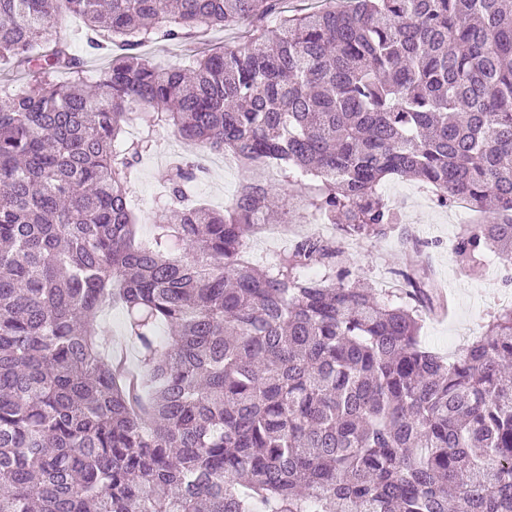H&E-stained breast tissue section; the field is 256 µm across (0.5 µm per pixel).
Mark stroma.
Here are the masks:
<instances>
[{
  "mask_svg": "<svg viewBox=\"0 0 512 512\" xmlns=\"http://www.w3.org/2000/svg\"><path fill=\"white\" fill-rule=\"evenodd\" d=\"M66 38L73 55L80 59L88 80H95L99 70L112 58L110 50L89 46L82 18L69 17ZM184 155L206 158L207 172L196 182L189 204L202 203L223 208L231 199L246 173L237 164L225 163L223 157L205 156L202 147L177 141L169 132H161L151 154L139 167V178L132 206L141 224L143 237H150L159 220L155 200L162 191L173 158ZM381 191L402 213V222L387 236L372 242L345 241V260L361 284L378 288L394 285L395 271L404 269L406 243L415 241L421 256L454 299L452 313L443 319L423 323V345L444 356L458 353L478 336L490 313L512 302V288L503 287L497 276V259L488 255L484 269L475 275L464 274L451 250L459 230L452 208L438 205L436 197L416 182L390 179Z\"/></svg>",
  "mask_w": 512,
  "mask_h": 512,
  "instance_id": "obj_1",
  "label": "stroma"
}]
</instances>
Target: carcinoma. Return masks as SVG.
Returning <instances> with one entry per match:
<instances>
[{"label":"carcinoma","mask_w":512,"mask_h":512,"mask_svg":"<svg viewBox=\"0 0 512 512\" xmlns=\"http://www.w3.org/2000/svg\"><path fill=\"white\" fill-rule=\"evenodd\" d=\"M0 0V512H512V305L453 357L423 318L359 288L338 237L386 236L392 178L486 215L452 250L512 285V0ZM121 53L90 83L65 17ZM249 25L182 68L155 41ZM70 78L55 81L54 71ZM139 136L129 141L126 129ZM247 172L216 210L172 168L151 240L131 205L157 132ZM287 184L339 236L246 255ZM128 316L127 367L100 321Z\"/></svg>","instance_id":"cac0c4a2"}]
</instances>
